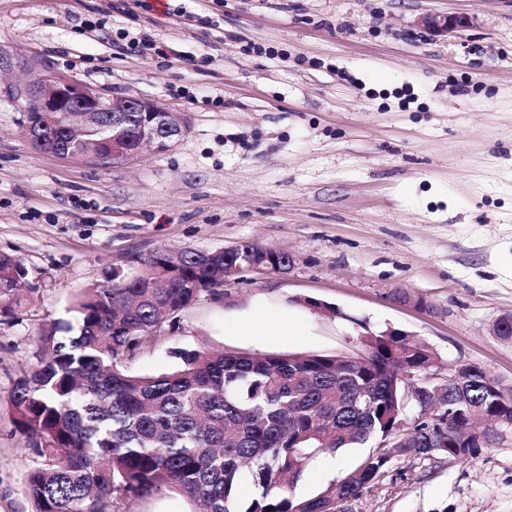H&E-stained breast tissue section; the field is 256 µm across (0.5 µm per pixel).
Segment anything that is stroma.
Listing matches in <instances>:
<instances>
[{
    "label": "stroma",
    "mask_w": 512,
    "mask_h": 512,
    "mask_svg": "<svg viewBox=\"0 0 512 512\" xmlns=\"http://www.w3.org/2000/svg\"><path fill=\"white\" fill-rule=\"evenodd\" d=\"M425 14L472 23L437 35ZM121 30L165 56L131 50ZM0 60V254L39 286L23 321L0 322V512L33 510V453L7 395L35 362L34 325L67 319L75 294L164 247L254 241L292 264L242 271L181 312L122 360L131 374L202 345L350 355L364 331L391 329L436 353L439 378L476 364L512 387V340L496 333L512 314V0H0ZM27 62L157 101L188 130L113 165L41 151L10 95ZM255 322L270 335H249ZM375 450L317 456L291 497L317 496ZM345 512H512V427L467 458H393Z\"/></svg>",
    "instance_id": "1"
}]
</instances>
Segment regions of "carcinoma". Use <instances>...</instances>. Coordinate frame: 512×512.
<instances>
[{
	"label": "carcinoma",
	"mask_w": 512,
	"mask_h": 512,
	"mask_svg": "<svg viewBox=\"0 0 512 512\" xmlns=\"http://www.w3.org/2000/svg\"><path fill=\"white\" fill-rule=\"evenodd\" d=\"M52 113H27L26 134L39 149L68 148ZM88 138L112 149V114L103 112ZM246 241L235 251L156 250L133 277L111 272L68 307L75 323L38 325L36 362L8 393L15 433L35 455L26 475L35 512H113L119 499L175 490L192 512H337L377 482L394 456L462 458L477 417L512 418V389L473 366L460 381L428 378L435 354L400 333L363 336L356 362L321 354L271 355L203 346L173 351L176 365L131 375L120 365L160 342L179 313L224 283L257 255ZM39 288L23 262L0 255V321L20 318ZM417 388L440 397V421L417 410L396 447L373 454L323 493L295 500L286 491L318 454L387 438L403 419L405 367ZM437 437L446 447L433 448ZM253 493L241 504V488Z\"/></svg>",
	"instance_id": "obj_1"
}]
</instances>
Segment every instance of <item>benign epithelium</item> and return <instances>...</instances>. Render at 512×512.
Masks as SVG:
<instances>
[{"mask_svg":"<svg viewBox=\"0 0 512 512\" xmlns=\"http://www.w3.org/2000/svg\"><path fill=\"white\" fill-rule=\"evenodd\" d=\"M470 24L467 17L424 16L420 25L438 34ZM13 99L25 111L53 112L58 114L57 124L62 129L73 127L75 113H112V150L90 152L88 156L98 162L108 163L127 160L148 146L156 151L167 150L171 143L188 129L182 119L175 122L170 112L159 103L137 97L110 94L102 89L75 83L50 70H42L30 82L14 88ZM135 120L138 146H128L130 120ZM273 256L266 252L248 269L264 274H283L285 268L272 266Z\"/></svg>","mask_w":512,"mask_h":512,"instance_id":"benign-epithelium-1","label":"benign epithelium"}]
</instances>
